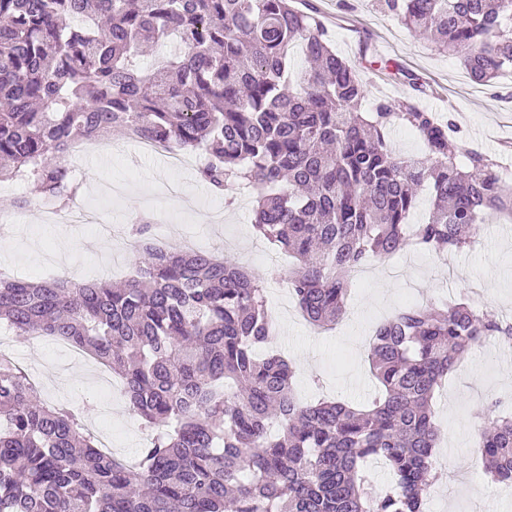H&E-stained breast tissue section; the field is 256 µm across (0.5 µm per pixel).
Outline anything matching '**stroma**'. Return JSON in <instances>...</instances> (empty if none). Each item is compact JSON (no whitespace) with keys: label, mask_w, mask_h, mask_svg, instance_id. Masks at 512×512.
<instances>
[{"label":"stroma","mask_w":512,"mask_h":512,"mask_svg":"<svg viewBox=\"0 0 512 512\" xmlns=\"http://www.w3.org/2000/svg\"><path fill=\"white\" fill-rule=\"evenodd\" d=\"M297 9L316 6L332 49L355 65L366 89L362 111L374 100L396 101L416 95L420 105L452 118L463 142L512 169V73L489 84L470 78L459 57L438 52L408 29L376 0H295ZM121 156L80 157L77 202H94L105 181L121 182L125 192L112 209V229L127 232L135 219L169 210L188 213L185 223L153 228L158 241L186 247L194 237L201 249L235 260L257 271H275L267 297L276 320L273 345L293 364V387L307 402L324 395L359 405L376 392L368 361L374 326L402 306H429L442 300H469L474 307L512 317V223L491 216L478 241L442 259L406 248L390 259L365 265L353 282L346 313L333 329L317 330L303 319L295 299L279 279L293 260L256 235L254 195H241L231 184L216 197L197 178L195 166L171 175L162 156H140L135 142L114 135ZM26 208H18V199ZM41 196L23 180L0 182V214L10 224L0 230V270L39 281L59 273L72 279H126L140 255L132 248L116 250L91 232L73 234L64 224H43ZM10 358L24 367L46 402L72 404L83 411L92 431L113 433L119 456L135 457L143 446L144 427L124 402H108L90 367L73 359L64 344L51 337L13 336L6 344ZM492 398L512 400V348L488 339L466 356L436 394L434 409L440 428L438 462L454 469L450 483L430 487L425 512H512V488L493 482L476 457L473 442L480 423L476 408Z\"/></svg>","instance_id":"35a3bbf8"}]
</instances>
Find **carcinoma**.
<instances>
[{
	"label": "carcinoma",
	"instance_id": "obj_1",
	"mask_svg": "<svg viewBox=\"0 0 512 512\" xmlns=\"http://www.w3.org/2000/svg\"><path fill=\"white\" fill-rule=\"evenodd\" d=\"M378 4L479 82L512 68V0ZM167 38L180 49L140 67L142 44ZM364 97L321 22L291 0H0V180L30 181L64 210L78 192L66 167L76 140L119 128L201 149L197 176L213 193L233 182L256 192L253 227L297 259L288 291L321 328L344 314L356 268L406 247L461 250L489 212L512 219L497 162L451 148V122L412 96L362 112ZM396 121L424 156L393 155ZM424 187L433 209L411 226ZM131 231L144 257L119 286L1 272L0 323L112 370L151 441L133 464L101 451L80 408L46 404L0 358V512H423L439 477L436 389L475 346L512 339V323L465 302L404 308L369 344L381 390L371 406L304 405L293 366L256 354L272 331L266 275L157 247L145 219ZM501 404L477 413L476 448L489 476L512 484ZM374 459L393 473L383 492L363 474Z\"/></svg>",
	"mask_w": 512,
	"mask_h": 512
}]
</instances>
